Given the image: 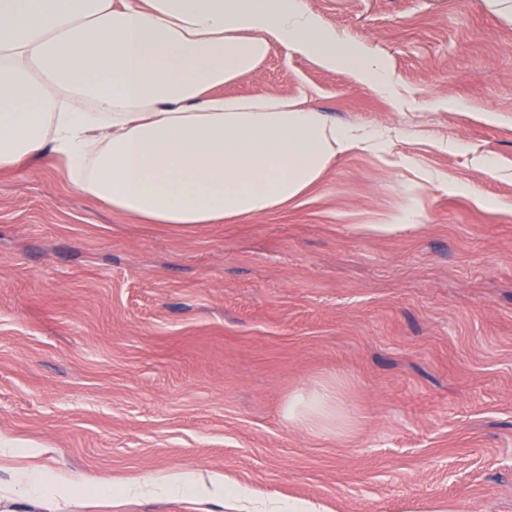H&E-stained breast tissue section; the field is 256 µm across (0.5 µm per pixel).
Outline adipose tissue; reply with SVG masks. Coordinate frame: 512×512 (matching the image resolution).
<instances>
[{
    "instance_id": "1",
    "label": "adipose tissue",
    "mask_w": 512,
    "mask_h": 512,
    "mask_svg": "<svg viewBox=\"0 0 512 512\" xmlns=\"http://www.w3.org/2000/svg\"><path fill=\"white\" fill-rule=\"evenodd\" d=\"M275 43L394 92L382 62L306 0H0V172L48 158L87 196L178 232L286 208L339 157L383 151L392 130L339 124L300 100L220 95ZM208 485L245 512H328L191 470L128 488Z\"/></svg>"
}]
</instances>
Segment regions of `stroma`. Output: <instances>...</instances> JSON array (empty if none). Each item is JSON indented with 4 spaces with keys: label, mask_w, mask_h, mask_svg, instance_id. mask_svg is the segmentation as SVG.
I'll return each instance as SVG.
<instances>
[{
    "label": "stroma",
    "mask_w": 512,
    "mask_h": 512,
    "mask_svg": "<svg viewBox=\"0 0 512 512\" xmlns=\"http://www.w3.org/2000/svg\"><path fill=\"white\" fill-rule=\"evenodd\" d=\"M382 95L273 44L224 95L388 125L287 209L176 233L34 162L0 173V512H241L130 496L190 469L329 512H512V23L482 0H307ZM417 196L421 221L386 228ZM334 389L312 433L288 401ZM23 471L65 487L22 494Z\"/></svg>",
    "instance_id": "obj_1"
}]
</instances>
